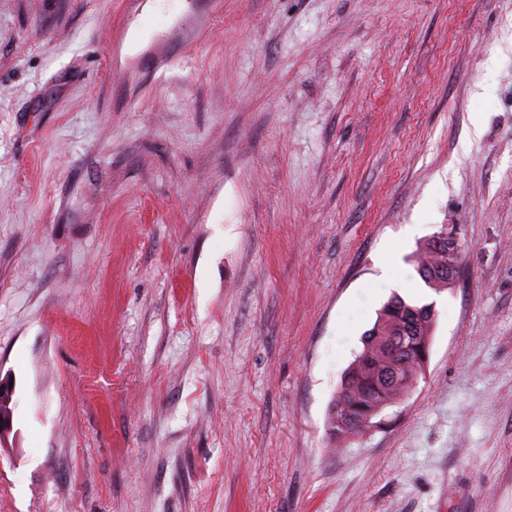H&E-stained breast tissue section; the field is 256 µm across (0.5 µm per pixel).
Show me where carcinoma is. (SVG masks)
<instances>
[{
    "mask_svg": "<svg viewBox=\"0 0 512 512\" xmlns=\"http://www.w3.org/2000/svg\"><path fill=\"white\" fill-rule=\"evenodd\" d=\"M414 262L426 287L435 292L447 288L448 230L439 231L419 245ZM436 317L432 303L410 302L399 295L386 303L373 327L365 333L362 351L347 368L331 404L329 425L333 435H350L336 425V416L377 405L385 409L403 400L423 368L411 343L419 336L433 335ZM383 372L392 382L382 396L374 377Z\"/></svg>",
    "mask_w": 512,
    "mask_h": 512,
    "instance_id": "cac0c4a2",
    "label": "carcinoma"
}]
</instances>
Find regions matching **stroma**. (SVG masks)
<instances>
[{"label": "stroma", "mask_w": 512, "mask_h": 512, "mask_svg": "<svg viewBox=\"0 0 512 512\" xmlns=\"http://www.w3.org/2000/svg\"><path fill=\"white\" fill-rule=\"evenodd\" d=\"M395 294L424 374L337 440ZM7 376L0 512H512V0H0ZM456 241V231L445 228L419 245L414 253L413 258L418 275L425 286L434 292H441L448 288L452 274L457 272Z\"/></svg>", "instance_id": "obj_1"}]
</instances>
